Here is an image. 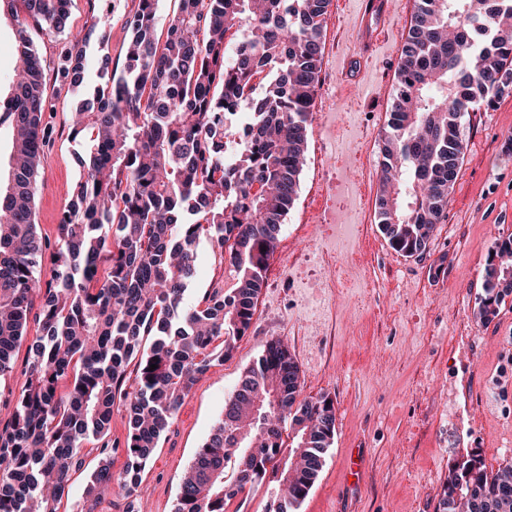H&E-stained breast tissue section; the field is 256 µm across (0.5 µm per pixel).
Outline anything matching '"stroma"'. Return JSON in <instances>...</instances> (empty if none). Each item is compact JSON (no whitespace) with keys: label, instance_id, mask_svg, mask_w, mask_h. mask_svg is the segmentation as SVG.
I'll return each mask as SVG.
<instances>
[{"label":"stroma","instance_id":"obj_1","mask_svg":"<svg viewBox=\"0 0 512 512\" xmlns=\"http://www.w3.org/2000/svg\"><path fill=\"white\" fill-rule=\"evenodd\" d=\"M133 0H71L65 29L28 35L46 64V145L35 185L36 222L54 239L61 205L80 175L71 116L81 100L61 76L64 49L95 17L109 40L92 57L121 65L124 21ZM412 7L393 11L395 31L367 80L345 83L340 65L353 49L350 17L329 11L298 196L270 261L252 325L229 359L216 363L186 396L142 474L136 512H172L181 477L212 432L244 370L267 341L295 357L302 393L329 394L336 433L298 512H436L448 471L479 456L487 469L512 463V295L489 323L476 316L481 274L497 238L512 234V95L464 124L465 154L442 224L421 257L394 252L376 219L379 163L400 50ZM336 165L324 169L323 158ZM29 321L0 378V401L27 383ZM95 441L72 467L57 512H122L117 485L91 504L83 490L97 465ZM364 454L360 493L345 480L348 454Z\"/></svg>","mask_w":512,"mask_h":512}]
</instances>
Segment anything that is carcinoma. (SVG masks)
<instances>
[{"mask_svg":"<svg viewBox=\"0 0 512 512\" xmlns=\"http://www.w3.org/2000/svg\"><path fill=\"white\" fill-rule=\"evenodd\" d=\"M70 0H0L17 26L23 69L0 112L13 129L12 162L0 179V377L34 307L42 335L31 346L28 385L1 407L0 512H57L85 442L99 462L84 495L117 483L135 512L141 473L200 376L247 335L282 224L297 197L319 85L331 0H179L166 39L156 38L157 0L127 19L120 71L100 61L104 82L77 109L73 135L90 136L89 159L56 228L51 278L35 221L34 184L46 143L44 65L29 22L51 37ZM108 40L97 18L73 37L63 76L81 88L92 42ZM512 89V0H416L397 68L383 159L378 224L390 247L421 255L448 207L464 157V119ZM249 112L252 146L224 166V108ZM257 192H252L254 185ZM207 241L231 285L193 306L196 250ZM477 317L490 321L512 294V236L497 239ZM137 360V388H125ZM157 368L149 370V365ZM248 392L226 401L214 432L185 470L172 512H226L245 481L267 483V512H297L334 438L327 394L301 396L288 346L266 343L243 375ZM128 419L125 466L112 474L114 406ZM290 443H285V440ZM512 512V464L454 466L437 512Z\"/></svg>","mask_w":512,"mask_h":512,"instance_id":"carcinoma-1","label":"carcinoma"}]
</instances>
